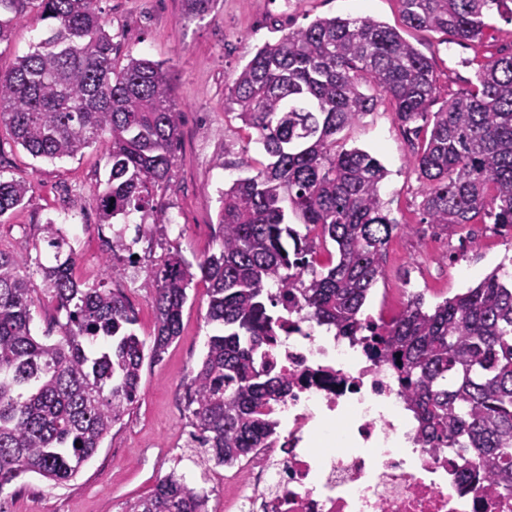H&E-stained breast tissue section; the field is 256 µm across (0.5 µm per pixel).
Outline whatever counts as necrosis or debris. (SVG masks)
Returning a JSON list of instances; mask_svg holds the SVG:
<instances>
[{"instance_id": "obj_1", "label": "necrosis or debris", "mask_w": 512, "mask_h": 512, "mask_svg": "<svg viewBox=\"0 0 512 512\" xmlns=\"http://www.w3.org/2000/svg\"><path fill=\"white\" fill-rule=\"evenodd\" d=\"M268 351L288 377L281 431L236 470L225 512H512V494L460 483L455 456L423 446L368 336H324L287 313Z\"/></svg>"}]
</instances>
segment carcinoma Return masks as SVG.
I'll return each instance as SVG.
<instances>
[{"mask_svg":"<svg viewBox=\"0 0 512 512\" xmlns=\"http://www.w3.org/2000/svg\"><path fill=\"white\" fill-rule=\"evenodd\" d=\"M32 2L0 0V12L12 14L0 19V43ZM213 2L184 0L185 18L204 16ZM398 2L406 26L463 42L481 39L486 15L507 0ZM97 4L38 0L49 35L0 75V125L35 158H74L104 143L110 175L96 204L108 224L152 211L173 164L179 112L164 63L130 55L116 66ZM379 92L406 133H426L410 160L425 180L423 223L512 228V53L480 65L468 92L431 112L430 60L371 17L318 18L263 45L237 73L229 105L255 130L268 163L224 189L219 253L192 264L175 250L147 274L151 345L131 329L121 293L75 278L78 252L56 224L43 227L36 249L50 259L37 272L65 321H56L57 339H37L29 255L0 249V493L24 473L61 483L80 471L132 409L145 352L158 358L180 336L198 277L208 283V322L223 328L185 393L200 464L234 465L266 447L277 429L271 403L288 390L262 361L280 312L297 309L337 336L355 335L387 245L410 229L381 198V161L337 138L374 110ZM31 191L29 182L0 180V218ZM329 241L336 258L320 265L316 245ZM373 342L396 364L422 442L454 450L464 479L482 475L512 491V257L433 306L412 296ZM207 504L172 472L124 512H208Z\"/></svg>","mask_w":512,"mask_h":512,"instance_id":"cac0c4a2","label":"carcinoma"}]
</instances>
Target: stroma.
<instances>
[{"label": "stroma", "instance_id": "obj_1", "mask_svg": "<svg viewBox=\"0 0 512 512\" xmlns=\"http://www.w3.org/2000/svg\"><path fill=\"white\" fill-rule=\"evenodd\" d=\"M98 7L118 57L165 63L181 114L169 178L154 195V207L167 221L151 243L137 245L138 264L109 282L126 296L134 330L144 340L155 328L152 293L143 286L146 270L174 247L193 263L218 252L217 213L225 186L254 175L267 162L255 131L226 104L235 73L257 48L318 18L372 17L398 28L431 58L438 87L431 106L435 112L470 88L477 63L512 52V15L491 14L482 40L459 43L443 33L404 26L398 0H216L212 11L193 20L185 18L182 0H99ZM46 36V23L35 15L18 22L10 41L0 44V74ZM339 137L347 147L368 150L381 160L389 171L381 196L392 217L411 227L389 243L384 276L366 312L397 315L416 292L428 304L440 302L476 286L512 253V233L491 229L474 239L466 229L450 232L423 223L424 182L410 163L413 146L387 97H379L375 109ZM109 170L103 144L50 161L32 157L0 126V178L32 184L28 203L0 218V249H33L42 226L51 222L75 243V277L90 284L103 280L108 251L97 244L100 217L93 198ZM208 300L205 284L194 282L180 336L161 357L145 358L139 402L77 475L59 485L21 475L0 493V512H122L126 501L150 496L159 479L172 472L208 493L209 512H224L233 487L225 483L223 467H199L195 449L185 441L191 429L185 388L216 332L206 319Z\"/></svg>", "mask_w": 512, "mask_h": 512}]
</instances>
